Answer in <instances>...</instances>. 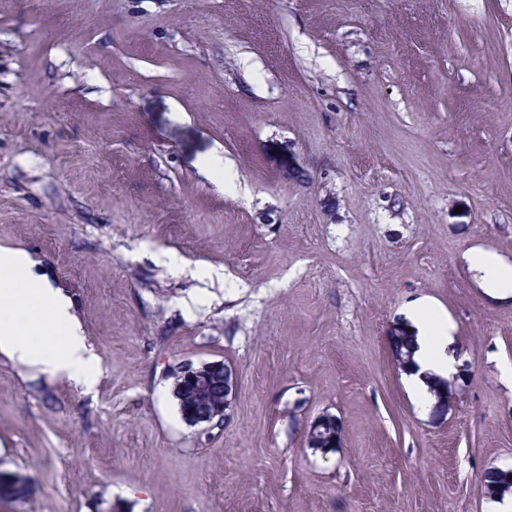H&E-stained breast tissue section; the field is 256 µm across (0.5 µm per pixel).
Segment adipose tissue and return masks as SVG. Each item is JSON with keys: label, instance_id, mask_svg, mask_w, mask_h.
I'll return each mask as SVG.
<instances>
[{"label": "adipose tissue", "instance_id": "ef3b65f1", "mask_svg": "<svg viewBox=\"0 0 512 512\" xmlns=\"http://www.w3.org/2000/svg\"><path fill=\"white\" fill-rule=\"evenodd\" d=\"M32 259L20 249L0 247V300H8L14 310L37 305L39 315L29 320L8 318L0 321V355L14 363L37 368L54 379H64L85 389H93L101 376V360L87 344L80 323L70 311V301L61 289L50 287L31 275ZM417 326L416 367L408 374V383L420 411H428L433 399L427 377L443 378L454 370V358L448 354L445 330H433L428 305L413 311ZM65 327L66 340L61 348L37 346L32 333L52 338L58 327Z\"/></svg>", "mask_w": 512, "mask_h": 512}]
</instances>
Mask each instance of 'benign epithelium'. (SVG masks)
I'll return each mask as SVG.
<instances>
[{
	"mask_svg": "<svg viewBox=\"0 0 512 512\" xmlns=\"http://www.w3.org/2000/svg\"><path fill=\"white\" fill-rule=\"evenodd\" d=\"M206 388H223L224 404L213 412L197 411L187 417V421L194 425L213 426L222 424L227 417V411L231 407L233 397L237 390V373L235 367L230 363H204L198 366L186 364L180 368L175 380V390H185V383ZM336 424V436L342 435V428L339 426L338 418L330 413L319 415L307 429V439L313 440L318 437V431L327 422Z\"/></svg>",
	"mask_w": 512,
	"mask_h": 512,
	"instance_id": "1",
	"label": "benign epithelium"
}]
</instances>
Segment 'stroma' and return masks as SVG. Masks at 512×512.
Masks as SVG:
<instances>
[{
  "instance_id": "1",
  "label": "stroma",
  "mask_w": 512,
  "mask_h": 512,
  "mask_svg": "<svg viewBox=\"0 0 512 512\" xmlns=\"http://www.w3.org/2000/svg\"><path fill=\"white\" fill-rule=\"evenodd\" d=\"M69 295L92 392L0 358V512H493L512 467V0H0V246ZM452 327L458 405L389 338ZM228 362L223 427L186 363ZM342 422L325 454L304 432ZM471 262L481 267L489 276V286L498 292L512 293V266L501 265L495 257L488 253L474 254ZM185 382L200 388L223 386L224 396L211 393L208 389L195 393L192 404L196 408H210L223 404L216 411H197L187 417L194 425L213 426L223 424L237 390V373L230 363H204L198 366L186 364L180 368L175 380V392L185 390ZM328 421H332L335 426H332L331 423L329 424L328 428L326 429L325 435L318 440V442H308L311 448L320 450L321 452L327 454L330 452H336L337 448L341 447L342 444V428L340 426V423L338 421L337 417H334L333 414L330 413H323L319 415L308 427L307 429V440H314L316 437H318V431L325 425H327ZM336 436V447L335 445V438ZM340 436V440L337 438ZM498 472L487 471L484 476V481L487 484L485 488L491 490L492 494H489L491 498H495L501 494L502 497L505 493L512 492V479H509L510 474H505L507 470L511 468H497ZM491 486V487H489ZM503 493V494H502ZM496 510L493 512H511L512 511V495H505L495 502ZM32 496L29 479L18 473L9 472L0 474V499H7L22 504Z\"/></svg>"
}]
</instances>
